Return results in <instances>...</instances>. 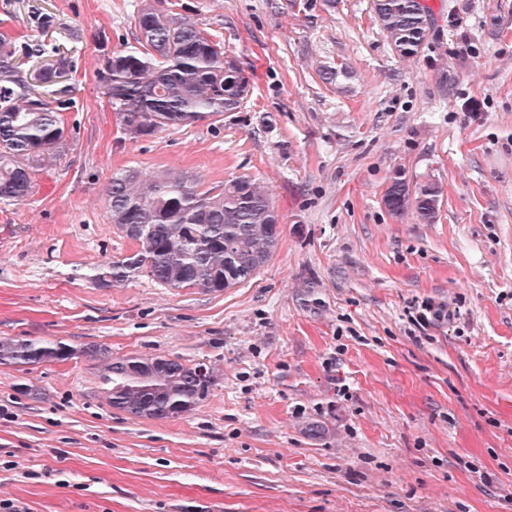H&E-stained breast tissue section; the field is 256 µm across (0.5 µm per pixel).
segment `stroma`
Returning a JSON list of instances; mask_svg holds the SVG:
<instances>
[{
    "mask_svg": "<svg viewBox=\"0 0 512 512\" xmlns=\"http://www.w3.org/2000/svg\"><path fill=\"white\" fill-rule=\"evenodd\" d=\"M194 19L250 80L242 109L155 136L119 128L97 78L145 4ZM394 54L373 0H0V35L63 63L42 90L62 153L0 200V339L71 358L0 365V501L25 512H512V0H428ZM347 79L323 83L322 66ZM247 177L282 217L246 283L210 293L100 275L136 244L114 174ZM437 183L435 223L382 205ZM439 318L418 324L424 307ZM206 363L177 419L106 398L109 363Z\"/></svg>",
    "mask_w": 512,
    "mask_h": 512,
    "instance_id": "35a3bbf8",
    "label": "stroma"
}]
</instances>
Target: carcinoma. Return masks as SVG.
Instances as JSON below:
<instances>
[{"label": "carcinoma", "instance_id": "carcinoma-1", "mask_svg": "<svg viewBox=\"0 0 512 512\" xmlns=\"http://www.w3.org/2000/svg\"><path fill=\"white\" fill-rule=\"evenodd\" d=\"M373 18L391 50L417 57L429 44L435 21L427 0H373ZM136 45L112 52L99 75L120 125L135 126L133 139L149 137L237 112L250 95L249 78L221 43L197 23L144 6L133 16ZM16 45L0 40V199L20 201L31 191L32 169L63 147L58 110L22 75ZM112 222L138 248L113 261L102 280L121 285L147 272L170 288L222 292L248 281L273 256L281 222L270 195L239 177L218 192L197 189L184 174L147 180L134 170L112 176L107 189ZM442 189L428 182L411 189L401 174L387 186L382 203L396 216L436 220ZM62 343L0 340V365L25 367L71 357ZM159 357H129L111 364L112 408L133 418H178L207 398L213 375L204 364L152 371Z\"/></svg>", "mask_w": 512, "mask_h": 512}]
</instances>
